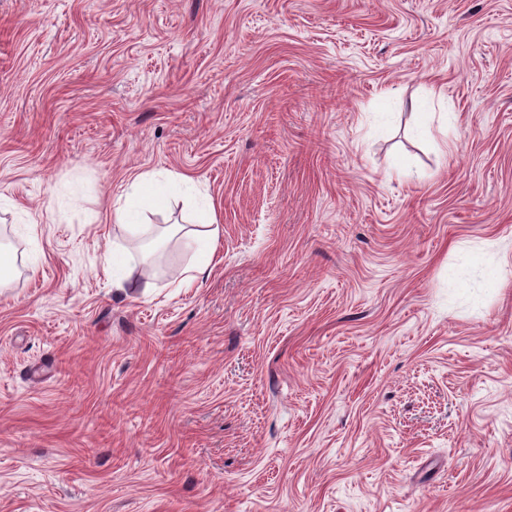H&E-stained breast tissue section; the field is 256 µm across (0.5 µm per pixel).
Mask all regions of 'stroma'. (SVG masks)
<instances>
[{"mask_svg":"<svg viewBox=\"0 0 512 512\" xmlns=\"http://www.w3.org/2000/svg\"><path fill=\"white\" fill-rule=\"evenodd\" d=\"M0 195V512H512V0H0ZM187 176H158L154 173H141L132 180V191L126 195L125 204L117 208L113 214L115 224L124 226L125 231L133 238L141 236L147 224L138 222L137 217L144 210L163 204L180 186L191 182ZM193 226L204 227L201 230L192 229L183 234L184 237L204 245L203 255L191 262L182 272L180 287L191 288L203 281L211 271L214 261L216 246L220 236L219 224H195ZM129 252L121 244H112V255H108V266L106 271H112V286L115 288H126L128 279ZM492 269L475 250L459 251L456 261L448 267V298L480 304L492 281Z\"/></svg>","mask_w":512,"mask_h":512,"instance_id":"1","label":"stroma"}]
</instances>
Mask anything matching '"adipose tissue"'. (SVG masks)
<instances>
[{
  "label": "adipose tissue",
  "instance_id": "1",
  "mask_svg": "<svg viewBox=\"0 0 512 512\" xmlns=\"http://www.w3.org/2000/svg\"><path fill=\"white\" fill-rule=\"evenodd\" d=\"M187 182L186 177L158 176L147 172L135 176L131 191L124 205L113 214L116 224L124 227L131 237H139L143 226L138 217L144 210L163 204ZM186 234L192 241L203 244L202 256L191 262L182 272L181 287L190 288L203 281L211 271L216 246L220 236L218 224L210 223L202 229L183 230L181 225L171 224L160 233L161 239L169 240L178 234ZM492 281V269L483 256L475 250L459 252L448 268V297L453 301L471 304L481 303Z\"/></svg>",
  "mask_w": 512,
  "mask_h": 512
}]
</instances>
